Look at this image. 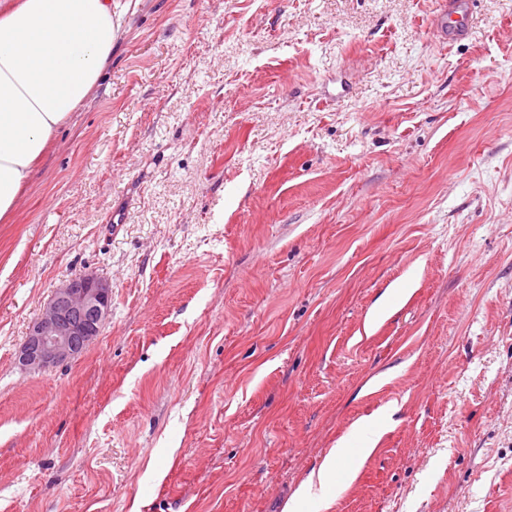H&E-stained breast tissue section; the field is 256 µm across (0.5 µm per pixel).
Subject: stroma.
<instances>
[{
	"instance_id": "obj_1",
	"label": "stroma",
	"mask_w": 512,
	"mask_h": 512,
	"mask_svg": "<svg viewBox=\"0 0 512 512\" xmlns=\"http://www.w3.org/2000/svg\"><path fill=\"white\" fill-rule=\"evenodd\" d=\"M112 0L0 223V512H512V0ZM123 223L112 229L113 212ZM112 313L16 363L63 280ZM444 13L432 22L433 36L443 44H452L468 34V20L474 0H448ZM373 448H354L351 442L344 438L341 439L336 448H332L324 458L317 471H313L306 478L305 481L295 491L292 498L288 501L285 512H303L305 504L312 500L317 499L321 503L323 509H328L331 500L323 493L317 494L318 491H323V488L336 478L337 466L339 462L345 458H354V460H361L367 457Z\"/></svg>"
}]
</instances>
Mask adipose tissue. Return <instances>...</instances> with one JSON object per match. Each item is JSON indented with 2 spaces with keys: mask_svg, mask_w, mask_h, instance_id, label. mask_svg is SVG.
<instances>
[{
  "mask_svg": "<svg viewBox=\"0 0 512 512\" xmlns=\"http://www.w3.org/2000/svg\"><path fill=\"white\" fill-rule=\"evenodd\" d=\"M119 26L112 0H0V220L9 219L34 169L97 85ZM369 448L341 439L295 491L285 512L331 501L339 462Z\"/></svg>",
  "mask_w": 512,
  "mask_h": 512,
  "instance_id": "adipose-tissue-1",
  "label": "adipose tissue"
}]
</instances>
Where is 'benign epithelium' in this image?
<instances>
[{"instance_id": "1", "label": "benign epithelium", "mask_w": 512, "mask_h": 512, "mask_svg": "<svg viewBox=\"0 0 512 512\" xmlns=\"http://www.w3.org/2000/svg\"><path fill=\"white\" fill-rule=\"evenodd\" d=\"M111 310L112 286L108 279L84 274L63 281L31 326L18 365L29 372H40L70 362L99 334Z\"/></svg>"}]
</instances>
